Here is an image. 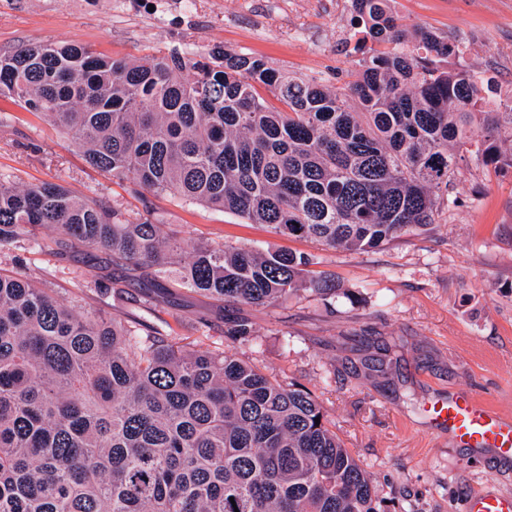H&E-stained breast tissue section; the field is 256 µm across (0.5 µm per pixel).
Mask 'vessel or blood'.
<instances>
[{
  "label": "vessel or blood",
  "instance_id": "1",
  "mask_svg": "<svg viewBox=\"0 0 512 512\" xmlns=\"http://www.w3.org/2000/svg\"><path fill=\"white\" fill-rule=\"evenodd\" d=\"M430 422L448 432L452 440L470 448H492L502 458L512 456V419L459 393L433 402ZM468 512H512V497L477 492L468 501Z\"/></svg>",
  "mask_w": 512,
  "mask_h": 512
}]
</instances>
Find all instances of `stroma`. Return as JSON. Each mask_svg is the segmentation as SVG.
I'll return each instance as SVG.
<instances>
[{"instance_id": "stroma-1", "label": "stroma", "mask_w": 512, "mask_h": 512, "mask_svg": "<svg viewBox=\"0 0 512 512\" xmlns=\"http://www.w3.org/2000/svg\"><path fill=\"white\" fill-rule=\"evenodd\" d=\"M394 8L406 25L466 38L467 65L512 88V0H395ZM350 18L349 0H209L194 27L115 12L108 0H0V50L80 43L134 58L157 49H229L336 86L358 69L345 46ZM4 110L1 176L22 185L59 182L74 195L117 203L133 219L153 212L186 251L230 242L312 254L340 288L325 300L302 292L275 308H241L237 315L252 322L255 336L236 347L224 336L217 303L202 296L155 301L134 283L120 299L88 293L103 263L97 251L63 258L35 246L2 251L1 269L22 263L64 303L84 298L107 314L171 326L185 342L237 349L299 384L373 476L383 512H466L470 492L512 494V463L454 445L426 417L433 398L453 392L512 416V178L468 159L448 188L452 206L429 232L369 252L322 251L231 213L136 192L87 164L82 148L45 119L14 104Z\"/></svg>"}]
</instances>
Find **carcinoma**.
Segmentation results:
<instances>
[{"label": "carcinoma", "instance_id": "cac0c4a2", "mask_svg": "<svg viewBox=\"0 0 512 512\" xmlns=\"http://www.w3.org/2000/svg\"><path fill=\"white\" fill-rule=\"evenodd\" d=\"M393 2L351 0L358 70L335 88L230 50L128 60L46 43L0 51V101L149 193L331 250L378 249L436 223L466 158L512 176V91L462 63L465 38L408 27ZM46 226L53 256L100 251L131 280L227 307L339 288L303 254L202 243L185 260L151 213L132 221L59 183L0 178V251ZM224 336L254 330L240 318ZM0 512L380 508L310 392L236 352L67 305L20 268L0 271Z\"/></svg>", "mask_w": 512, "mask_h": 512}]
</instances>
